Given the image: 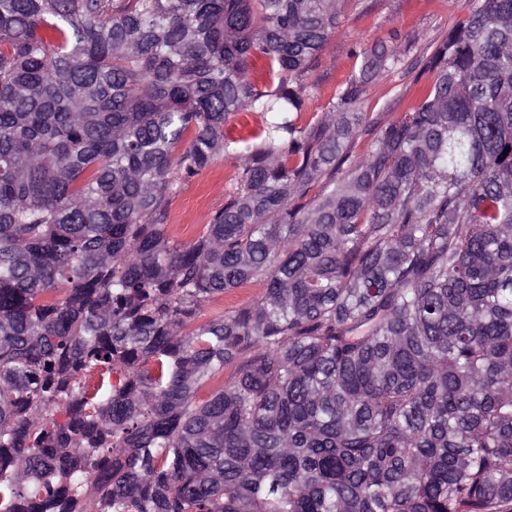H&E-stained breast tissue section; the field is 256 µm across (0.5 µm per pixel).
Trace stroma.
I'll return each instance as SVG.
<instances>
[{"label": "stroma", "mask_w": 512, "mask_h": 512, "mask_svg": "<svg viewBox=\"0 0 512 512\" xmlns=\"http://www.w3.org/2000/svg\"><path fill=\"white\" fill-rule=\"evenodd\" d=\"M470 0H343L341 23L324 45L315 70L308 77L312 93L306 116L325 111L338 89L358 71L361 53L379 38L405 48L408 58L422 54L464 19ZM422 84L400 70L380 77L361 104L362 111L401 114L419 101ZM232 160L220 159L207 172L182 185L169 202L172 236L183 239L185 226L201 231L211 215L223 208L231 190Z\"/></svg>", "instance_id": "obj_1"}]
</instances>
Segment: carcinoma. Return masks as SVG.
<instances>
[{
	"mask_svg": "<svg viewBox=\"0 0 512 512\" xmlns=\"http://www.w3.org/2000/svg\"><path fill=\"white\" fill-rule=\"evenodd\" d=\"M338 2L0 0V512H512V0L306 120ZM432 78V74H427L415 84L413 75L407 74L405 69L385 74L371 86L361 104L362 112L373 115L380 112H393L394 115L408 112L419 102L423 87ZM260 125L261 123L258 117L243 112L226 125L225 133L235 139L249 138L259 131ZM233 174V160L223 157L207 172L181 186L169 202L168 224L172 236L186 239L189 236L182 231L185 225H192L194 234L208 224L211 215L224 207L225 194L232 189ZM262 292L263 287L258 284L247 288H240L233 293L224 294L223 296L214 299L204 308L203 313L209 315L216 310L243 306L260 297Z\"/></svg>",
	"mask_w": 512,
	"mask_h": 512,
	"instance_id": "obj_1",
	"label": "carcinoma"
}]
</instances>
